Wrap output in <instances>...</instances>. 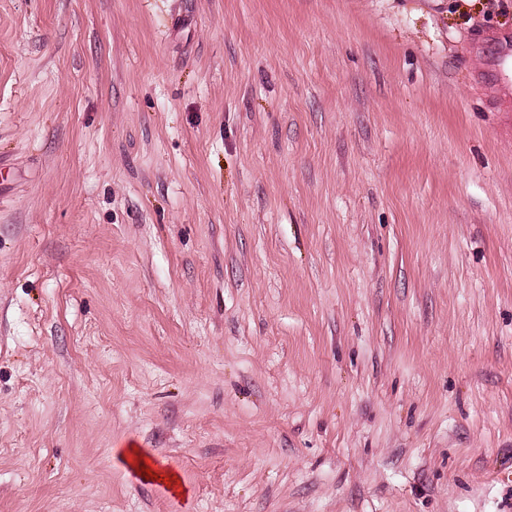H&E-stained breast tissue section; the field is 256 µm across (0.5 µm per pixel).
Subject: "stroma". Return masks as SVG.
I'll list each match as a JSON object with an SVG mask.
<instances>
[{
    "mask_svg": "<svg viewBox=\"0 0 512 512\" xmlns=\"http://www.w3.org/2000/svg\"><path fill=\"white\" fill-rule=\"evenodd\" d=\"M486 29L512 0H0V512H512Z\"/></svg>",
    "mask_w": 512,
    "mask_h": 512,
    "instance_id": "stroma-1",
    "label": "stroma"
}]
</instances>
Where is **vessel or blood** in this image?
Returning a JSON list of instances; mask_svg holds the SVG:
<instances>
[{"instance_id": "vessel-or-blood-1", "label": "vessel or blood", "mask_w": 512, "mask_h": 512, "mask_svg": "<svg viewBox=\"0 0 512 512\" xmlns=\"http://www.w3.org/2000/svg\"><path fill=\"white\" fill-rule=\"evenodd\" d=\"M474 44L475 83L492 90L497 111L512 112V32L486 30L475 35Z\"/></svg>"}]
</instances>
